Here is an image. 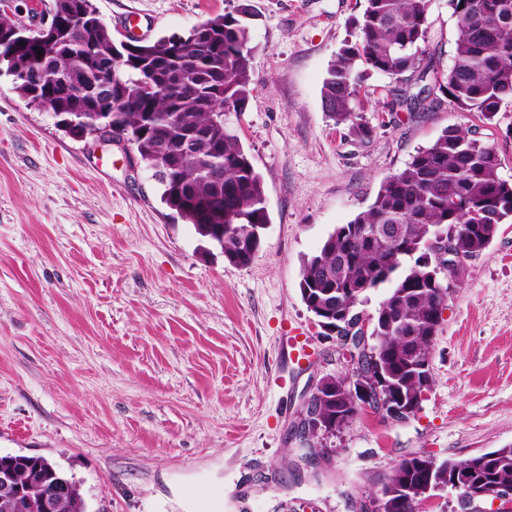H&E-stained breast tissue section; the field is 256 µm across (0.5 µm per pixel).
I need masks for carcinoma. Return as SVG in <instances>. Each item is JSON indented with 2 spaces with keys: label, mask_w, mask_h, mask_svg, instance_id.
Listing matches in <instances>:
<instances>
[{
  "label": "carcinoma",
  "mask_w": 512,
  "mask_h": 512,
  "mask_svg": "<svg viewBox=\"0 0 512 512\" xmlns=\"http://www.w3.org/2000/svg\"><path fill=\"white\" fill-rule=\"evenodd\" d=\"M431 5L365 0L353 21L357 39L336 53L321 89L324 112L353 137L364 141L372 134L356 106L361 63L407 82L392 106L411 115L446 103L490 121L512 100V0H449L457 25L446 71L424 62ZM53 11L60 26L38 37L0 16V65L15 89L51 112L103 116L104 127L134 141L141 162L155 171L161 202L201 238L222 245L224 259L248 265V242L270 218L262 177L224 115L245 111L253 91L251 5L210 17L183 36L140 43L136 51L118 49L93 0H54ZM176 38L190 43L187 53H166ZM108 61L112 70L104 75ZM500 167L494 145L475 130L451 126L384 178L367 208L336 226L302 262L299 290L315 315L334 301L357 307L369 292L387 290L373 313L379 352L361 373L372 397L384 404L396 393L414 412L423 392L415 364L430 357L428 330L442 298L434 269L418 265L417 253L438 224L460 263L488 248L498 226L512 219V182ZM207 224L224 225V241L204 231ZM378 224L398 225L401 246L373 234ZM380 375L390 377V386L379 387ZM321 393L319 415L351 424L359 408L343 380L329 378ZM406 463L392 471L385 488L400 492L432 464L437 475L460 472L473 490L512 484V447L461 461L436 464L415 456ZM0 468L16 470L23 483L34 478L24 488L31 512H39L42 492L61 480L69 491L57 512H88L79 484L58 468L44 470L39 457L0 454Z\"/></svg>",
  "instance_id": "cac0c4a2"
}]
</instances>
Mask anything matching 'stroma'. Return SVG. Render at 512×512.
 <instances>
[{
	"mask_svg": "<svg viewBox=\"0 0 512 512\" xmlns=\"http://www.w3.org/2000/svg\"><path fill=\"white\" fill-rule=\"evenodd\" d=\"M239 0H95L114 42L182 35ZM253 93L235 119L270 223L228 263L160 200L151 170L59 127L0 72V454L40 455L92 512H364L404 457L512 446V221L467 262L431 344V385L397 422L371 409L309 452L300 412L348 363L301 300L303 257L451 126H479L512 181V102L492 121L387 108L364 69L371 138L326 116L321 87L363 0H250ZM428 46L453 62L433 0Z\"/></svg>",
	"mask_w": 512,
	"mask_h": 512,
	"instance_id": "35a3bbf8",
	"label": "stroma"
}]
</instances>
